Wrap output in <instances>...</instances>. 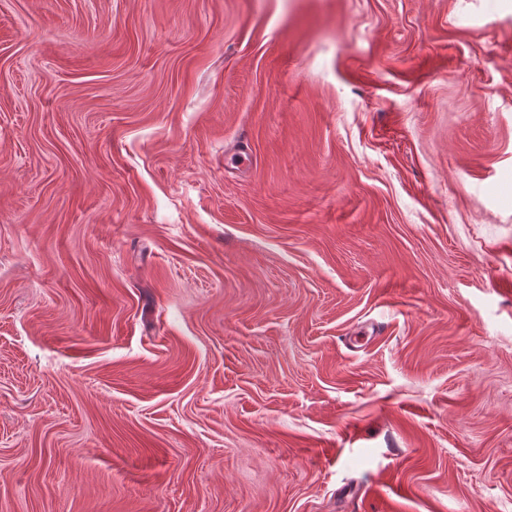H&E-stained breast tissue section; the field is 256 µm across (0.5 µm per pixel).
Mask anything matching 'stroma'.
Instances as JSON below:
<instances>
[{"mask_svg":"<svg viewBox=\"0 0 512 512\" xmlns=\"http://www.w3.org/2000/svg\"><path fill=\"white\" fill-rule=\"evenodd\" d=\"M0 512H512V0H0Z\"/></svg>","mask_w":512,"mask_h":512,"instance_id":"35a3bbf8","label":"stroma"}]
</instances>
